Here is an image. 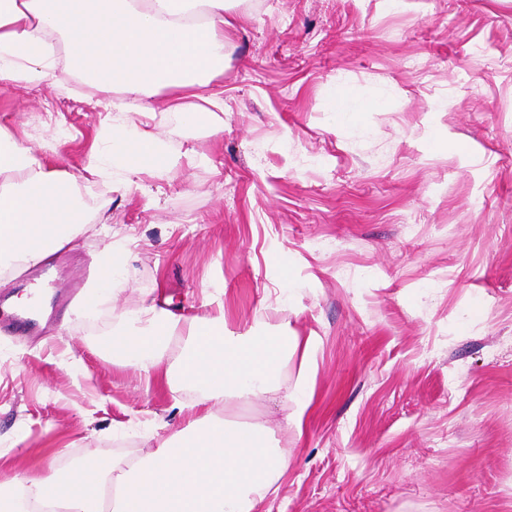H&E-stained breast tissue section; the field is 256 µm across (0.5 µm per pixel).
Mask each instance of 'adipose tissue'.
Segmentation results:
<instances>
[{
	"label": "adipose tissue",
	"mask_w": 512,
	"mask_h": 512,
	"mask_svg": "<svg viewBox=\"0 0 512 512\" xmlns=\"http://www.w3.org/2000/svg\"><path fill=\"white\" fill-rule=\"evenodd\" d=\"M225 0H0V84L48 82L59 36L84 82L142 97V111L175 112L193 125L203 108L194 88L224 70ZM164 89L168 98H153ZM104 165L124 177L170 162L162 140L118 119L109 125ZM80 184L0 125V271L45 260L84 228ZM315 337L224 332V314L182 324L149 306L122 317L104 342L113 360L152 375L164 370L200 393L188 426L133 457H98L46 481L0 482V512H28L30 488L62 512H263L285 472V449L263 424L237 427L215 407L251 402L277 389L284 359L299 357L302 393L286 420L302 430L312 401Z\"/></svg>",
	"instance_id": "obj_1"
}]
</instances>
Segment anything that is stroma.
Masks as SVG:
<instances>
[{"label": "stroma", "instance_id": "35a3bbf8", "mask_svg": "<svg viewBox=\"0 0 512 512\" xmlns=\"http://www.w3.org/2000/svg\"><path fill=\"white\" fill-rule=\"evenodd\" d=\"M224 102L150 130L178 161L94 174L127 98L80 82L0 87V125L80 178L87 226L52 288L118 245L112 295L84 289L38 338L0 333V480L152 451L192 389L112 363L114 320L223 307L228 333L317 339L313 400L217 409L287 451L268 512H512V0H231ZM353 90L336 114L334 89Z\"/></svg>", "mask_w": 512, "mask_h": 512}]
</instances>
